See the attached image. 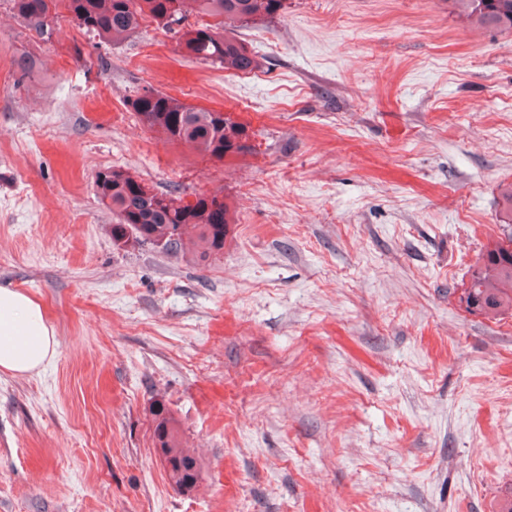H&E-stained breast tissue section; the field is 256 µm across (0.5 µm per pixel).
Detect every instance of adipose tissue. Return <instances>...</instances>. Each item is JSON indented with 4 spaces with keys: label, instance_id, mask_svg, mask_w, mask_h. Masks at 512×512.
Instances as JSON below:
<instances>
[{
    "label": "adipose tissue",
    "instance_id": "ef3b65f1",
    "mask_svg": "<svg viewBox=\"0 0 512 512\" xmlns=\"http://www.w3.org/2000/svg\"><path fill=\"white\" fill-rule=\"evenodd\" d=\"M56 348L55 332L41 304L19 289L0 286V374L38 371Z\"/></svg>",
    "mask_w": 512,
    "mask_h": 512
}]
</instances>
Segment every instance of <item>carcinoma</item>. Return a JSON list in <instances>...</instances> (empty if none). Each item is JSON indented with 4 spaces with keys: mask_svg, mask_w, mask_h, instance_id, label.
I'll return each mask as SVG.
<instances>
[{
    "mask_svg": "<svg viewBox=\"0 0 512 512\" xmlns=\"http://www.w3.org/2000/svg\"><path fill=\"white\" fill-rule=\"evenodd\" d=\"M11 4L23 26L46 42L52 40L54 25L64 12L86 33L110 42L130 36L149 19L170 26L195 15L203 22L184 31L179 46L196 60L238 73H250L260 65L237 38L238 30L271 23L286 9V0H11ZM448 4L473 24L512 29V0H448ZM180 104L153 90L130 101L143 126L174 143L217 160L243 155L237 146L247 130L243 123L229 113L221 120L212 110H183ZM95 187L115 217L113 246L134 242L151 244L167 254L189 251L199 265L224 254L230 208L223 195L201 194L185 202L172 193H156L136 176L116 169L98 172ZM502 199L503 237L485 248L458 297L467 312L491 318L512 312V185ZM151 415L156 447L164 449L171 464L166 470L169 481L181 490L200 478V463L182 445L176 422L162 401H153Z\"/></svg>",
    "mask_w": 512,
    "mask_h": 512,
    "instance_id": "1",
    "label": "carcinoma"
}]
</instances>
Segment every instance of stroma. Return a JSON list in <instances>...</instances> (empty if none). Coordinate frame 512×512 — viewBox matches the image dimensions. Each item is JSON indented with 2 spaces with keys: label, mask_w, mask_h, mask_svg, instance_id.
Here are the masks:
<instances>
[{
  "label": "stroma",
  "mask_w": 512,
  "mask_h": 512,
  "mask_svg": "<svg viewBox=\"0 0 512 512\" xmlns=\"http://www.w3.org/2000/svg\"><path fill=\"white\" fill-rule=\"evenodd\" d=\"M234 73L155 22L52 41L0 0V286L57 353L0 375V512H500L512 495V313L457 298L502 235L512 30L448 0H287ZM232 113L255 150L197 155L129 105ZM223 191L208 266L114 247L98 171ZM162 400L202 465L172 486Z\"/></svg>",
  "instance_id": "stroma-1"
}]
</instances>
